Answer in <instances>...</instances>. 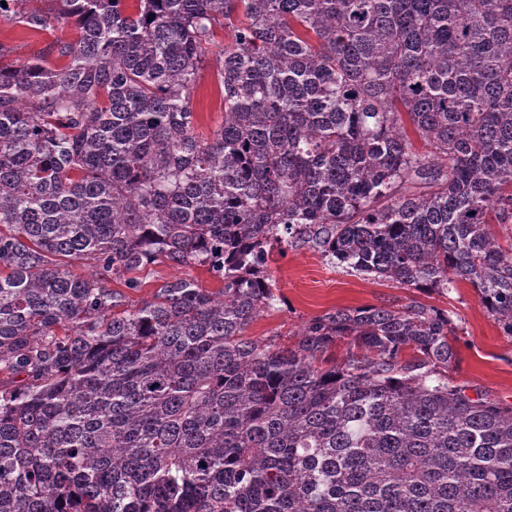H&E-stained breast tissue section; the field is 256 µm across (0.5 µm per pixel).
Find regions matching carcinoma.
Wrapping results in <instances>:
<instances>
[{
  "label": "carcinoma",
  "mask_w": 512,
  "mask_h": 512,
  "mask_svg": "<svg viewBox=\"0 0 512 512\" xmlns=\"http://www.w3.org/2000/svg\"><path fill=\"white\" fill-rule=\"evenodd\" d=\"M5 2L80 38L0 46V512H512V406L450 384L448 314L244 336L277 302L274 245L466 281L512 335V243L490 233L512 224V0ZM157 261L222 287L128 308L111 281L137 291ZM197 112V132L209 137L224 119V105L216 79V62L213 58L202 64L197 80L194 99Z\"/></svg>",
  "instance_id": "1"
}]
</instances>
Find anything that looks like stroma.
<instances>
[{"instance_id": "stroma-1", "label": "stroma", "mask_w": 512, "mask_h": 512, "mask_svg": "<svg viewBox=\"0 0 512 512\" xmlns=\"http://www.w3.org/2000/svg\"><path fill=\"white\" fill-rule=\"evenodd\" d=\"M56 38L76 41L78 30L67 23L50 34L13 21H0V45L14 59L23 61L42 54ZM194 107L198 133L210 136L224 119L214 59L205 60L199 70ZM269 269L281 301L248 326L246 334L251 339L290 345L310 320L336 309L380 305L397 309L418 302L447 312L456 326V361L448 371L450 380L485 393L500 404L512 405V336L503 333L469 283L458 282L456 288L446 292L404 288L328 263L305 246L273 251ZM177 276L193 278L213 291L219 288L205 267L192 264L176 268L165 262L156 263L141 272V288L128 292L130 307L140 306L157 288Z\"/></svg>"}]
</instances>
